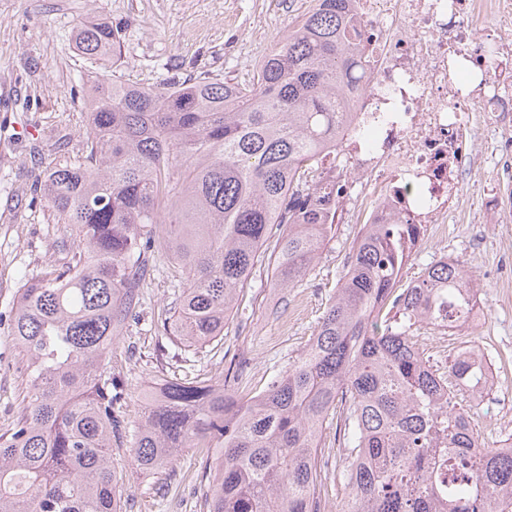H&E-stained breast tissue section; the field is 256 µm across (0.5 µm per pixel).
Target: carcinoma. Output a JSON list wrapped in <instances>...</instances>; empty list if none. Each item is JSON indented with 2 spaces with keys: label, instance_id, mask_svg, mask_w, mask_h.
Here are the masks:
<instances>
[{
  "label": "carcinoma",
  "instance_id": "obj_1",
  "mask_svg": "<svg viewBox=\"0 0 512 512\" xmlns=\"http://www.w3.org/2000/svg\"><path fill=\"white\" fill-rule=\"evenodd\" d=\"M353 2L315 0L249 84H127L111 74L112 23L77 26L76 49L96 67L88 132L43 182L76 246L27 281L10 319L23 396L0 434V512H122L112 343L161 260L175 262L181 289L163 327L196 349L224 338L262 261L277 288L313 269L332 225L294 216L315 189L314 160L344 133L346 91L365 59ZM409 242L422 246L419 225L360 235L310 343L261 391H240V364L166 382L133 424L132 465L171 467L194 449L206 512H320L321 438L334 418L343 512H512V449L486 443L459 402L479 388L484 359L458 355L440 373L415 339L435 329L445 299L465 323L477 293L456 283L470 272L438 262L401 290Z\"/></svg>",
  "mask_w": 512,
  "mask_h": 512
}]
</instances>
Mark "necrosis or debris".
<instances>
[{
    "mask_svg": "<svg viewBox=\"0 0 512 512\" xmlns=\"http://www.w3.org/2000/svg\"><path fill=\"white\" fill-rule=\"evenodd\" d=\"M366 68L316 165L329 223H446L474 112L512 129V0H355ZM487 18L489 30L473 21Z\"/></svg>",
    "mask_w": 512,
    "mask_h": 512,
    "instance_id": "obj_1",
    "label": "necrosis or debris"
}]
</instances>
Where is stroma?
I'll return each instance as SVG.
<instances>
[{
    "instance_id": "35a3bbf8",
    "label": "stroma",
    "mask_w": 512,
    "mask_h": 512,
    "mask_svg": "<svg viewBox=\"0 0 512 512\" xmlns=\"http://www.w3.org/2000/svg\"><path fill=\"white\" fill-rule=\"evenodd\" d=\"M315 0H0V433L16 418L20 377L9 318L20 287L49 265L62 263L73 239L52 223L40 183L51 161L75 155L86 136L85 90L91 70L74 45L80 21L111 22L120 36L117 76L152 86L170 76L199 74L239 83L252 79L261 59L292 30ZM485 146L478 167L461 176L457 208L446 229L408 264L406 278L449 257L471 272L486 313L471 329L436 343L420 341L434 368L448 367L462 343L499 355L512 393V226L484 223L483 189L501 183L507 161L497 130L476 120ZM356 224L334 225L319 262L291 288L272 287L257 269L247 299L230 316L221 342L181 349L161 324L175 302L172 266L156 272L134 320L112 346V371L125 395L122 416L137 420L150 385L200 375L217 377L231 360L244 362L248 387L260 390L301 354L323 316L331 291L350 263ZM475 427L488 441L512 436V415L490 397L474 408ZM128 443H113L112 459L125 512H201L194 487L199 467L186 452L172 467L143 473L128 462Z\"/></svg>"
}]
</instances>
